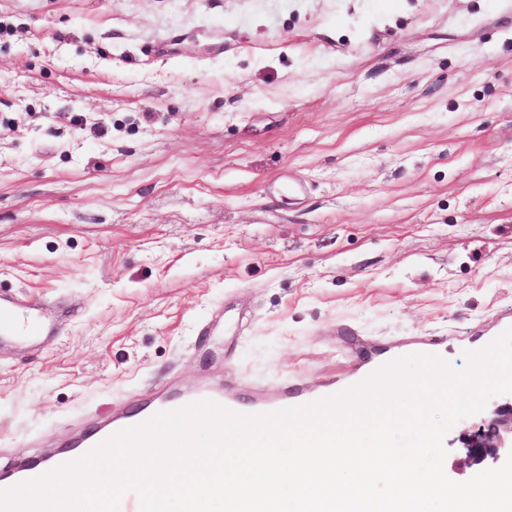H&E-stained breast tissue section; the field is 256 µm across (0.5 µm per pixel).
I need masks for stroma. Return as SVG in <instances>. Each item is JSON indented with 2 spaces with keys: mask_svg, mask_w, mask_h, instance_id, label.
Returning <instances> with one entry per match:
<instances>
[{
  "mask_svg": "<svg viewBox=\"0 0 512 512\" xmlns=\"http://www.w3.org/2000/svg\"><path fill=\"white\" fill-rule=\"evenodd\" d=\"M0 293L66 313L0 344V471L163 386L465 369L512 326V0H0Z\"/></svg>",
  "mask_w": 512,
  "mask_h": 512,
  "instance_id": "obj_1",
  "label": "stroma"
}]
</instances>
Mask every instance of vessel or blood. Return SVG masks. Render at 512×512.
Returning a JSON list of instances; mask_svg holds the SVG:
<instances>
[{
	"instance_id": "vessel-or-blood-1",
	"label": "vessel or blood",
	"mask_w": 512,
	"mask_h": 512,
	"mask_svg": "<svg viewBox=\"0 0 512 512\" xmlns=\"http://www.w3.org/2000/svg\"><path fill=\"white\" fill-rule=\"evenodd\" d=\"M25 311V304L18 298L11 295L0 296V341L36 345L45 337L59 333L62 326L60 317H49L37 313L29 318L26 317ZM205 399L244 414H264L286 407L306 405L313 401L312 396L299 387L284 388L277 397L272 399L257 395L246 403L241 402L235 396L209 388H196L176 398L163 392L145 408L132 414H120L112 417L91 435L77 438L69 452L52 454L36 463L16 464L14 478L1 479L0 490L13 488L19 483L71 463L116 433L137 426L157 413L177 409Z\"/></svg>"
}]
</instances>
